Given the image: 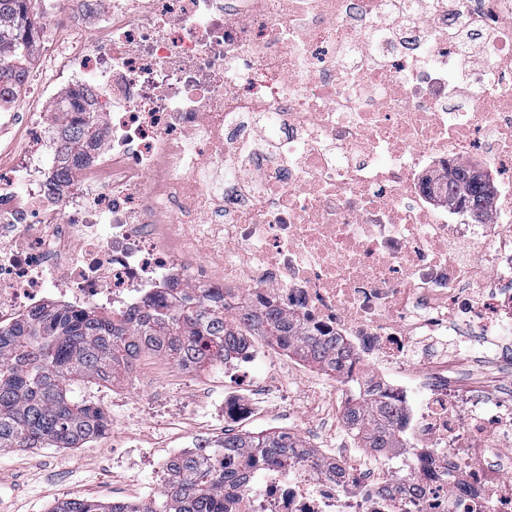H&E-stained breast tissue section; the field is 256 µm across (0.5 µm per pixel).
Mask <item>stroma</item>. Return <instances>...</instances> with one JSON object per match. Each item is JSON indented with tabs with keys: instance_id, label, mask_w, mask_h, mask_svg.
<instances>
[{
	"instance_id": "35a3bbf8",
	"label": "stroma",
	"mask_w": 512,
	"mask_h": 512,
	"mask_svg": "<svg viewBox=\"0 0 512 512\" xmlns=\"http://www.w3.org/2000/svg\"><path fill=\"white\" fill-rule=\"evenodd\" d=\"M254 346L272 363L275 376L245 430L297 426L314 447H339L346 434L328 423L335 414L331 377L297 370L294 358L268 348L262 338H255ZM226 390L223 367L190 374L149 353L113 382L79 386L76 396L115 413L110 431L72 450L0 452V512H48L57 501L79 496L102 502L155 499L159 488L151 470H144L142 482L131 481L129 470L114 461L119 446L137 443L162 461L186 436L217 430L210 403Z\"/></svg>"
}]
</instances>
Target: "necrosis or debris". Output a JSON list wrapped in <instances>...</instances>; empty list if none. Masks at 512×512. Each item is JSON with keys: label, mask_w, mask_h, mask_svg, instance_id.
<instances>
[{"label": "necrosis or debris", "mask_w": 512, "mask_h": 512, "mask_svg": "<svg viewBox=\"0 0 512 512\" xmlns=\"http://www.w3.org/2000/svg\"><path fill=\"white\" fill-rule=\"evenodd\" d=\"M37 0L63 68L0 166V326L49 297L128 311L192 291L341 343L393 448L249 451L224 512H512V0ZM71 36L59 42L57 27ZM100 136L60 182L48 116ZM490 175V223L422 172ZM224 371L268 393L253 346Z\"/></svg>", "instance_id": "4bbe7bcc"}]
</instances>
